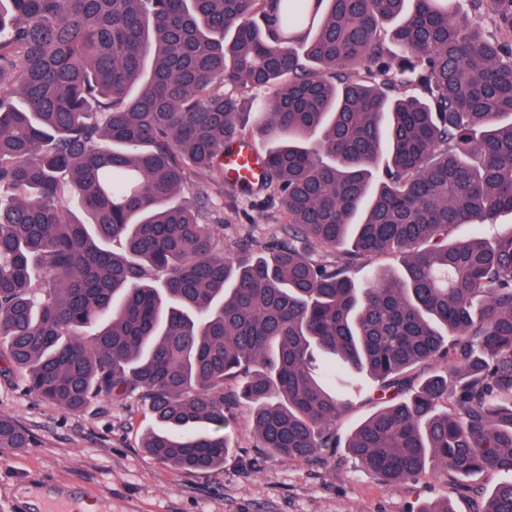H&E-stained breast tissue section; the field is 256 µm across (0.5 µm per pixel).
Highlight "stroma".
Instances as JSON below:
<instances>
[{
	"mask_svg": "<svg viewBox=\"0 0 512 512\" xmlns=\"http://www.w3.org/2000/svg\"><path fill=\"white\" fill-rule=\"evenodd\" d=\"M224 243L246 235L268 242L282 234L279 206L225 198ZM340 440L373 415L372 382L357 378L345 393ZM30 433L28 448L0 453V512H32L31 494H52L95 512H419L449 501L454 512H478L480 501L439 476L384 486L346 448L320 464L291 462L257 445L245 408L233 409L224 432L230 450L222 467L181 470L149 455L143 438L151 419L131 398L101 397L69 412L26 391L21 369L0 358V412Z\"/></svg>",
	"mask_w": 512,
	"mask_h": 512,
	"instance_id": "stroma-1",
	"label": "stroma"
}]
</instances>
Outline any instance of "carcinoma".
Returning <instances> with one entry per match:
<instances>
[{"mask_svg":"<svg viewBox=\"0 0 512 512\" xmlns=\"http://www.w3.org/2000/svg\"><path fill=\"white\" fill-rule=\"evenodd\" d=\"M251 120L261 178H226ZM226 192L282 237L224 257ZM505 210L512 0H0V357L69 412L137 397L179 469L224 465L241 404L313 460L366 373L365 468L500 473L480 512H512V234L456 236Z\"/></svg>","mask_w":512,"mask_h":512,"instance_id":"carcinoma-1","label":"carcinoma"}]
</instances>
